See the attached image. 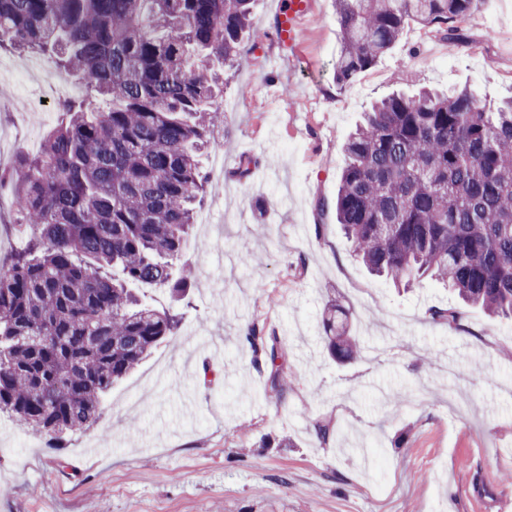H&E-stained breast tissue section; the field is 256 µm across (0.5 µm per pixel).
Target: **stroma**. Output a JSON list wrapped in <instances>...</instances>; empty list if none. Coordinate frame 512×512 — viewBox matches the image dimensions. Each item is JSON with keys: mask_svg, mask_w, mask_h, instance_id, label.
Listing matches in <instances>:
<instances>
[{"mask_svg": "<svg viewBox=\"0 0 512 512\" xmlns=\"http://www.w3.org/2000/svg\"><path fill=\"white\" fill-rule=\"evenodd\" d=\"M275 24L274 0H253L179 261L188 300L153 294L181 314L176 336L62 447L0 415V512H512V324L441 283L373 277L331 208L344 142L374 101L423 86L466 85L490 106L512 97V0H478L458 41L409 23L344 86L335 0H311L293 48ZM37 75L68 96L46 57L0 53L1 167L37 153L59 120L35 104ZM245 157L256 165L241 181ZM333 304L360 342L345 364L325 345ZM450 307L457 322L431 319ZM253 325L278 339L285 396L245 339Z\"/></svg>", "mask_w": 512, "mask_h": 512, "instance_id": "obj_1", "label": "stroma"}]
</instances>
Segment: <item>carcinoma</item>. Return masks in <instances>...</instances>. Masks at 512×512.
Returning a JSON list of instances; mask_svg holds the SVG:
<instances>
[{"label": "carcinoma", "mask_w": 512, "mask_h": 512, "mask_svg": "<svg viewBox=\"0 0 512 512\" xmlns=\"http://www.w3.org/2000/svg\"><path fill=\"white\" fill-rule=\"evenodd\" d=\"M476 0H336L349 83L415 22L446 37ZM251 0H0V51L42 53L87 95L59 102L41 151L0 169L13 188L26 250L0 266V411L56 440L92 424L103 395L163 340L177 315L145 291L185 294L173 260L217 150L215 103ZM106 101L100 109L95 102ZM334 205L354 256L411 288L448 282L467 304L512 320V100L485 110L467 87L382 99L344 143ZM347 313L324 320L331 355L360 354ZM271 389L288 376L276 337L255 328Z\"/></svg>", "instance_id": "carcinoma-1"}]
</instances>
